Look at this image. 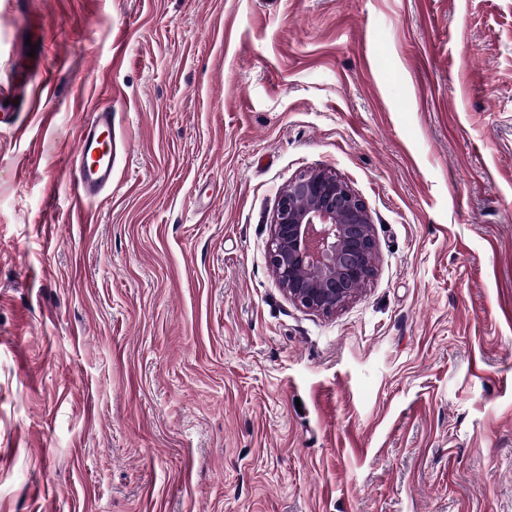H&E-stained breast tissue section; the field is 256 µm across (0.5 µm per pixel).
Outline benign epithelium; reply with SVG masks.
<instances>
[{
    "mask_svg": "<svg viewBox=\"0 0 512 512\" xmlns=\"http://www.w3.org/2000/svg\"><path fill=\"white\" fill-rule=\"evenodd\" d=\"M270 229L268 260L277 283L307 311L336 313L374 274L372 216L330 170L291 180L279 194Z\"/></svg>",
    "mask_w": 512,
    "mask_h": 512,
    "instance_id": "obj_1",
    "label": "benign epithelium"
}]
</instances>
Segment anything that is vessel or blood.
<instances>
[{
	"label": "vessel or blood",
	"mask_w": 512,
	"mask_h": 512,
	"mask_svg": "<svg viewBox=\"0 0 512 512\" xmlns=\"http://www.w3.org/2000/svg\"><path fill=\"white\" fill-rule=\"evenodd\" d=\"M112 105H95L80 127L76 153L68 162L69 195L77 212H84L112 186Z\"/></svg>",
	"instance_id": "1"
}]
</instances>
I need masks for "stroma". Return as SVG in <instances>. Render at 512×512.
<instances>
[{"label": "stroma", "mask_w": 512, "mask_h": 512, "mask_svg": "<svg viewBox=\"0 0 512 512\" xmlns=\"http://www.w3.org/2000/svg\"><path fill=\"white\" fill-rule=\"evenodd\" d=\"M2 90L0 512H512V0H0ZM318 168L377 242L330 316L267 252ZM68 171L69 195L76 212L86 211L101 193L112 188V101L95 105L80 126L78 149L68 162Z\"/></svg>", "instance_id": "stroma-1"}]
</instances>
